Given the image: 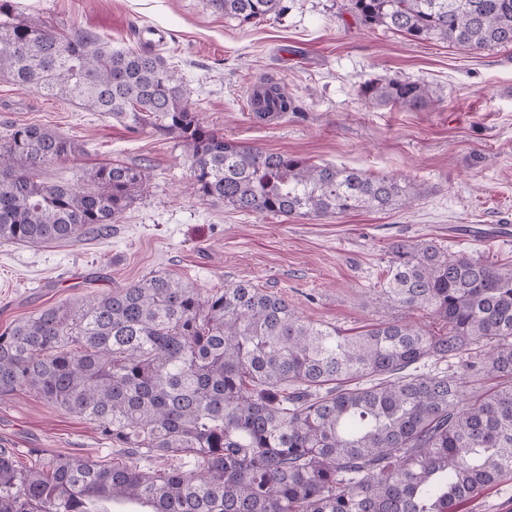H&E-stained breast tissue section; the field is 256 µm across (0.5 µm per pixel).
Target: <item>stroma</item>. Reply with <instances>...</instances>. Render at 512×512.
<instances>
[{
	"instance_id": "35a3bbf8",
	"label": "stroma",
	"mask_w": 512,
	"mask_h": 512,
	"mask_svg": "<svg viewBox=\"0 0 512 512\" xmlns=\"http://www.w3.org/2000/svg\"><path fill=\"white\" fill-rule=\"evenodd\" d=\"M14 3L20 16L94 32L114 49L159 53L179 71L204 125L225 139L400 177L416 195L406 207L325 218L239 211L187 191L190 159L174 135L137 132L0 78V135L38 124L81 146L46 168V181L110 161L150 172L104 236L39 248L0 244V331L46 306L166 272L204 290L247 280L314 322L355 333L405 316L372 303L396 241L432 240L512 267V46L472 51L370 29L349 0H287L283 16L250 26L208 0ZM264 78L285 87L296 112L268 122L252 117L247 95ZM389 79L429 87L434 105L366 104L362 86ZM0 447L13 449L24 467L34 464L36 448L125 461L82 418L29 391L0 399Z\"/></svg>"
}]
</instances>
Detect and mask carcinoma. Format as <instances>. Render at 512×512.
I'll return each mask as SVG.
<instances>
[{
	"label": "carcinoma",
	"instance_id": "1",
	"mask_svg": "<svg viewBox=\"0 0 512 512\" xmlns=\"http://www.w3.org/2000/svg\"><path fill=\"white\" fill-rule=\"evenodd\" d=\"M209 2L242 26L287 10L284 0ZM351 6L360 23L415 40L512 45V0ZM0 77L175 135L189 151L192 190L240 211L328 217L412 200L413 187L394 177L226 140L197 118L161 56L21 20L11 0H0ZM264 84L268 108L255 119L296 111L279 84ZM362 95L409 109L432 102L428 87L398 79L368 82ZM78 152L39 125L0 136V243L79 240L118 222L145 169L113 161L71 182L41 180ZM378 299L431 315L446 332L393 320L349 335L248 281L207 293L160 272L18 322L0 333V399L32 391L129 462L48 455L24 468L0 448V512H92L97 501L151 512H457L512 480V269L400 241ZM445 359L451 375L410 371ZM155 455L189 456L192 467L142 468Z\"/></svg>",
	"mask_w": 512,
	"mask_h": 512
}]
</instances>
